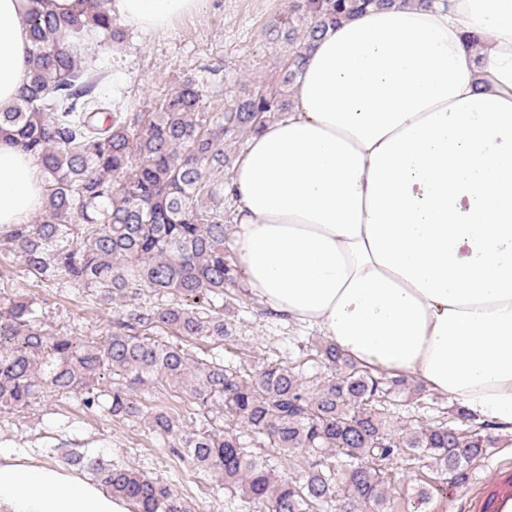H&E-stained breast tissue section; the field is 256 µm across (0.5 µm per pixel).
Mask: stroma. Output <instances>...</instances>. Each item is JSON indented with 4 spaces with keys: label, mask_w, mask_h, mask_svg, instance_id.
I'll return each mask as SVG.
<instances>
[{
    "label": "stroma",
    "mask_w": 512,
    "mask_h": 512,
    "mask_svg": "<svg viewBox=\"0 0 512 512\" xmlns=\"http://www.w3.org/2000/svg\"><path fill=\"white\" fill-rule=\"evenodd\" d=\"M288 9L289 0H211L207 11L177 22L166 32L145 33L127 25L122 42L111 47L90 43L84 55L105 62L108 92H120L132 111H152L156 100L171 94L185 77L194 76L206 83L208 111L217 112L225 92L242 85L261 86L279 70L289 46L271 41L267 31L287 18ZM228 294L223 310L231 325L227 337L184 338L163 324L149 330V337L233 369L254 372L280 362L300 367L303 379L312 385L328 377V369L306 359L310 349L323 341L316 331L272 317L243 283H236ZM18 296L27 298L48 332L85 340L109 336L131 310L161 309L174 301L168 293L129 288L106 302L94 289L62 275L37 272L11 248L0 246V305ZM145 403L175 413L188 432L224 427L223 405H212L200 415L183 392L159 387ZM388 409L394 426L461 423L456 402L414 379ZM173 444V439L152 434L143 419H118L104 410L85 408L69 393L45 392L22 410H0V455L60 468L65 467L67 450L87 448L114 465L168 482L192 501L197 512H247L242 498L225 494L217 478L178 457ZM502 464L512 465V434H493L482 459L469 469L466 482L454 485V492L467 493L477 478L490 476Z\"/></svg>",
    "instance_id": "1"
}]
</instances>
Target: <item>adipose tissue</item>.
I'll return each instance as SVG.
<instances>
[{"label": "adipose tissue", "mask_w": 512, "mask_h": 512, "mask_svg": "<svg viewBox=\"0 0 512 512\" xmlns=\"http://www.w3.org/2000/svg\"><path fill=\"white\" fill-rule=\"evenodd\" d=\"M209 2L113 6L158 33ZM35 6L82 2L0 0V110L29 79ZM292 101L224 184L246 285L358 364L512 431V0H395L343 20L306 52ZM44 203L34 158L0 137V228ZM0 512L130 509L54 467L0 461Z\"/></svg>", "instance_id": "obj_1"}]
</instances>
